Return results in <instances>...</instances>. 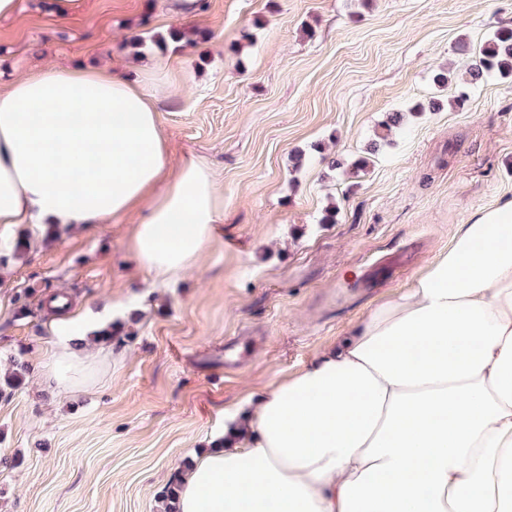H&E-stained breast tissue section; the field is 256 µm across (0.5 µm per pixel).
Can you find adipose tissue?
Wrapping results in <instances>:
<instances>
[{"instance_id": "adipose-tissue-1", "label": "adipose tissue", "mask_w": 512, "mask_h": 512, "mask_svg": "<svg viewBox=\"0 0 512 512\" xmlns=\"http://www.w3.org/2000/svg\"><path fill=\"white\" fill-rule=\"evenodd\" d=\"M136 215L155 280L198 264L224 221L210 170L177 171L154 97L112 61L45 67L0 91V229ZM58 314L45 380L76 385L89 325ZM178 512H512V200L459 225L446 253L303 370L245 398L181 478Z\"/></svg>"}]
</instances>
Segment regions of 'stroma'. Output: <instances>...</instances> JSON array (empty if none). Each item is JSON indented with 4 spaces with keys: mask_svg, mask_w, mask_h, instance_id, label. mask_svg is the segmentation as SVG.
Here are the masks:
<instances>
[{
    "mask_svg": "<svg viewBox=\"0 0 512 512\" xmlns=\"http://www.w3.org/2000/svg\"><path fill=\"white\" fill-rule=\"evenodd\" d=\"M19 5L0 20V87L142 36L130 72L155 97L171 161L194 155L212 171L224 222L166 283L130 250L128 218L32 238L0 270V371L14 357L30 367L0 399V457L16 460L0 468V512H164V488L220 435L225 411L406 288L475 211L512 199V79L483 80L461 109L455 84L433 82L437 66L457 69L512 28V0H203L187 18L167 0H85L63 21L41 0ZM175 26L199 36L169 41ZM433 96L442 110L353 171L388 113ZM27 290L39 311L20 319ZM56 292L75 310L121 300L141 312L134 338L78 390L42 377ZM245 340L225 367V347Z\"/></svg>",
    "mask_w": 512,
    "mask_h": 512,
    "instance_id": "stroma-1",
    "label": "stroma"
}]
</instances>
